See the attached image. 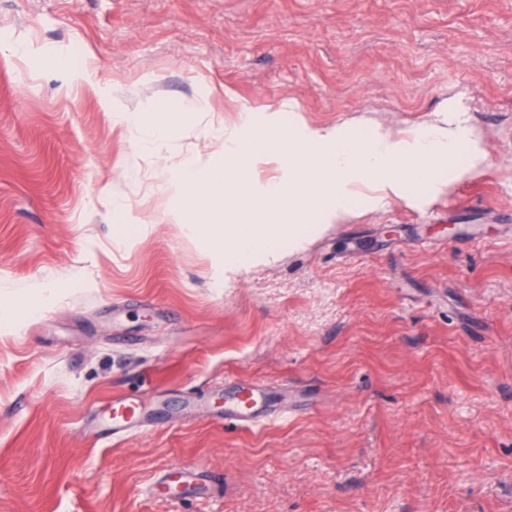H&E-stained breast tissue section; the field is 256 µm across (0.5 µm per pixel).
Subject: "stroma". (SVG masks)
<instances>
[{
  "label": "stroma",
  "instance_id": "1",
  "mask_svg": "<svg viewBox=\"0 0 512 512\" xmlns=\"http://www.w3.org/2000/svg\"><path fill=\"white\" fill-rule=\"evenodd\" d=\"M188 102L160 157L113 117ZM286 103L456 111L488 164L228 282L142 220L163 164ZM240 380L301 413L224 425ZM126 396L151 426L95 436ZM174 466L206 486L153 496ZM0 512H512V0H0Z\"/></svg>",
  "mask_w": 512,
  "mask_h": 512
}]
</instances>
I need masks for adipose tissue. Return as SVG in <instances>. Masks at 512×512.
I'll return each mask as SVG.
<instances>
[{"mask_svg": "<svg viewBox=\"0 0 512 512\" xmlns=\"http://www.w3.org/2000/svg\"><path fill=\"white\" fill-rule=\"evenodd\" d=\"M202 110L190 102L161 121L146 111L115 116L158 154L175 124ZM368 131L359 140L345 123L285 127L279 112L244 110L238 124L220 129L217 150L195 152L163 170L156 186L161 213L188 237L204 239L231 279L279 260L284 250L303 249L323 225L393 200L415 204L411 183L443 195L487 161L477 134L444 111L401 134L378 124Z\"/></svg>", "mask_w": 512, "mask_h": 512, "instance_id": "obj_1", "label": "adipose tissue"}]
</instances>
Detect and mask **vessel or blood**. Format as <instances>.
<instances>
[{
  "mask_svg": "<svg viewBox=\"0 0 512 512\" xmlns=\"http://www.w3.org/2000/svg\"><path fill=\"white\" fill-rule=\"evenodd\" d=\"M294 408L270 406L264 388L253 381H240L224 394V419L234 425L253 428L273 419L293 416ZM146 421L145 406L141 401L123 398L113 401L104 420V431L125 434L143 427ZM200 480L198 473L179 469L162 476L154 484L156 494L171 495L177 489L195 486Z\"/></svg>",
  "mask_w": 512,
  "mask_h": 512,
  "instance_id": "vessel-or-blood-1",
  "label": "vessel or blood"
}]
</instances>
